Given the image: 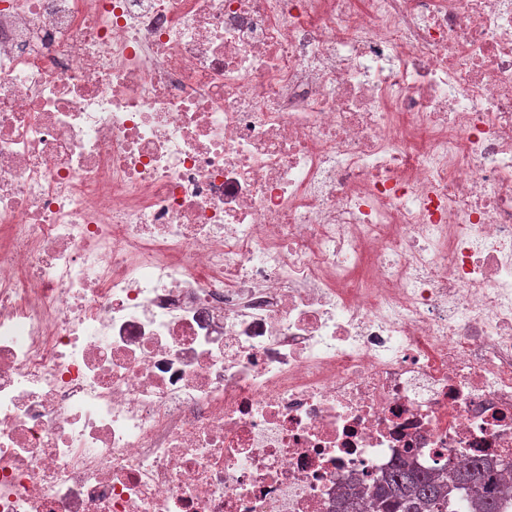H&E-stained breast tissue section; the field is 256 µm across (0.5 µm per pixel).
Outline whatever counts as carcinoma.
Wrapping results in <instances>:
<instances>
[{"label": "carcinoma", "instance_id": "obj_1", "mask_svg": "<svg viewBox=\"0 0 512 512\" xmlns=\"http://www.w3.org/2000/svg\"><path fill=\"white\" fill-rule=\"evenodd\" d=\"M512 471V458L501 462L472 459L448 472L423 471L401 461L362 493H343L336 512H448V497L466 490L465 505L455 512H508L512 496L504 493L498 466Z\"/></svg>", "mask_w": 512, "mask_h": 512}]
</instances>
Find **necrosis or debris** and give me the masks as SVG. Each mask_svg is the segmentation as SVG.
<instances>
[{
	"label": "necrosis or debris",
	"mask_w": 512,
	"mask_h": 512,
	"mask_svg": "<svg viewBox=\"0 0 512 512\" xmlns=\"http://www.w3.org/2000/svg\"><path fill=\"white\" fill-rule=\"evenodd\" d=\"M510 448L512 0H0V512Z\"/></svg>",
	"instance_id": "4bbe7bcc"
}]
</instances>
